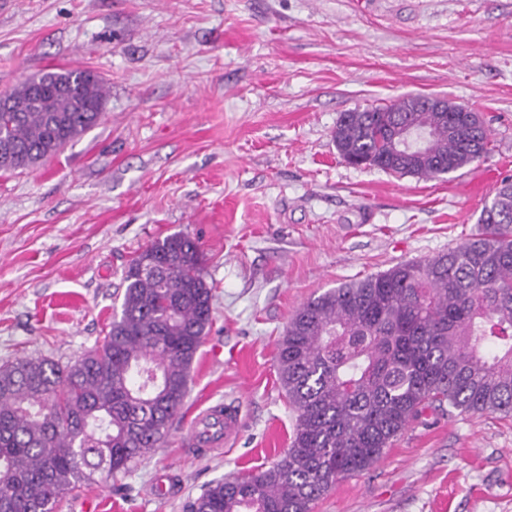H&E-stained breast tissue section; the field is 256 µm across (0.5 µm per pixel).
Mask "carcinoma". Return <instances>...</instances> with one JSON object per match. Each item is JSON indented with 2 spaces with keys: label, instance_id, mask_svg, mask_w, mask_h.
I'll return each instance as SVG.
<instances>
[{
  "label": "carcinoma",
  "instance_id": "1",
  "mask_svg": "<svg viewBox=\"0 0 512 512\" xmlns=\"http://www.w3.org/2000/svg\"><path fill=\"white\" fill-rule=\"evenodd\" d=\"M8 95L0 170L26 169L103 117V82L48 72ZM415 96L345 112L343 158L435 177L489 153L477 112L417 107ZM481 231L448 252L398 263L304 302L278 345L295 413L287 451L267 469L229 475L187 512H314L339 479L361 474L427 408L512 415V181L483 207ZM120 316L77 359L0 366V512H58L96 476L118 481L168 435L212 322L198 241L175 233L138 252Z\"/></svg>",
  "mask_w": 512,
  "mask_h": 512
}]
</instances>
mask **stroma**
Here are the masks:
<instances>
[{"label":"stroma","mask_w":512,"mask_h":512,"mask_svg":"<svg viewBox=\"0 0 512 512\" xmlns=\"http://www.w3.org/2000/svg\"><path fill=\"white\" fill-rule=\"evenodd\" d=\"M69 69L104 82V116L0 170V365L90 350L136 254L198 238L213 321L169 436L61 510L185 512L288 448L276 354L295 311L447 252L479 229L482 180L512 181V0H0V91ZM406 94L479 112L489 154L430 178L348 164L341 114ZM227 399L239 438L196 453L195 417ZM314 512H512V417L426 409Z\"/></svg>","instance_id":"35a3bbf8"}]
</instances>
